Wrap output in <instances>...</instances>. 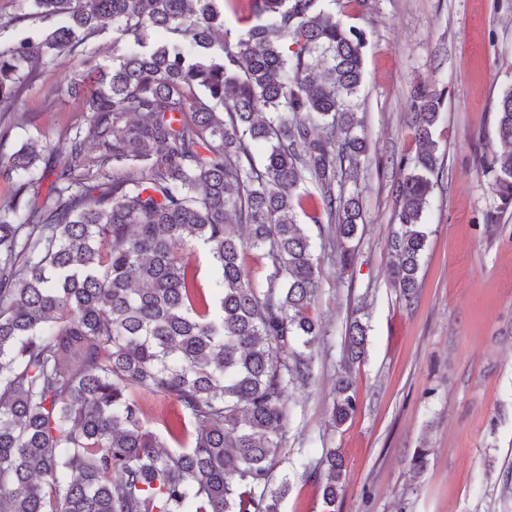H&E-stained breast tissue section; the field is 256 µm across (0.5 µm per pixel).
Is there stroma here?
Instances as JSON below:
<instances>
[{
    "label": "stroma",
    "instance_id": "35a3bbf8",
    "mask_svg": "<svg viewBox=\"0 0 512 512\" xmlns=\"http://www.w3.org/2000/svg\"><path fill=\"white\" fill-rule=\"evenodd\" d=\"M336 15L366 33L358 116L371 153L345 191L365 211L343 266L333 223L310 225L320 288L310 349L313 377L289 386L275 476L290 491L281 512H326L318 462L336 449L347 475L336 512H512V208L481 167L498 148L494 112L512 87V0H341ZM85 58L40 67L16 109L0 112V153L30 138L58 141L86 129L84 96L65 73ZM447 93L434 138L443 161L424 215L428 234L414 301L392 278L386 244L398 228L401 157L416 144L407 114L418 84ZM367 314L369 344L353 367L358 407L332 421L341 332ZM429 463L414 477V449Z\"/></svg>",
    "mask_w": 512,
    "mask_h": 512
}]
</instances>
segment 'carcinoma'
<instances>
[{
    "instance_id": "cac0c4a2",
    "label": "carcinoma",
    "mask_w": 512,
    "mask_h": 512,
    "mask_svg": "<svg viewBox=\"0 0 512 512\" xmlns=\"http://www.w3.org/2000/svg\"><path fill=\"white\" fill-rule=\"evenodd\" d=\"M28 2L32 18L59 23L0 47L3 110L29 66L75 53L89 63L101 33L123 49L79 74L84 134L29 139L0 159V174L18 178L0 206V512H280L284 398L311 379L319 334L297 189L308 178L319 191L312 223L336 219L337 236L356 238L359 194L336 186L368 155L355 102L365 34L324 0H246L255 23L234 38L223 0ZM153 30L167 43L152 45ZM442 106V94L415 89L417 148L399 163L389 250L408 301L441 171ZM495 131L502 150L483 171L501 206L488 224L512 206V88ZM192 244L216 264L215 313ZM249 251L267 260L259 277ZM367 331L345 327L338 425L357 409L351 370ZM137 391L174 403L163 432L146 426ZM320 464L334 508L344 460L330 449Z\"/></svg>"
}]
</instances>
